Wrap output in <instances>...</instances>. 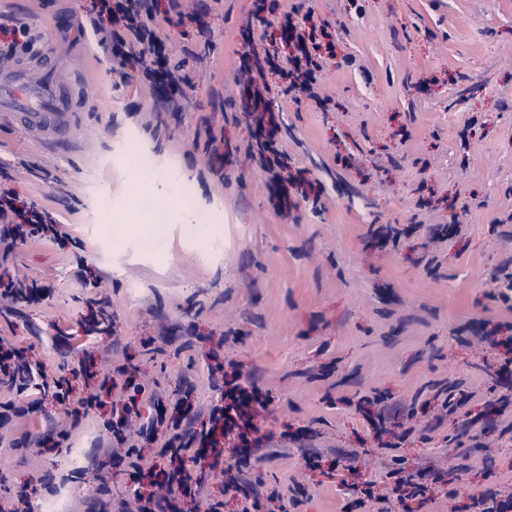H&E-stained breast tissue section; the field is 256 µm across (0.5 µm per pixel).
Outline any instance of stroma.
<instances>
[{
  "mask_svg": "<svg viewBox=\"0 0 512 512\" xmlns=\"http://www.w3.org/2000/svg\"><path fill=\"white\" fill-rule=\"evenodd\" d=\"M205 12L209 46L158 13L168 64L191 77L181 111L138 84L88 24L93 0H0V40L27 25L55 47L54 81L84 73L68 146L34 139L0 111L1 182L45 209L59 237L0 250V275L44 287L37 303L0 306V339L27 349L74 397L97 389L104 366L162 401L168 418L200 428L237 363L272 401L245 470L276 493L280 512H367L363 489L386 482L393 456L428 490L391 495L390 512H475L481 494L512 487V0H189ZM335 33L318 83L325 107L267 97L277 147L320 185L278 207L267 174L245 151L256 131L237 70L264 57V37L291 7ZM139 146L164 162L186 195L216 207L219 240L173 242L165 253L113 241L97 216L136 220L154 170H126ZM467 399L439 420L448 385ZM73 418L44 398L0 430V512L17 487L46 477L31 512H119L149 487L107 449L103 423L130 401ZM69 431L63 445L24 433ZM107 476L112 498L94 493Z\"/></svg>",
  "mask_w": 512,
  "mask_h": 512,
  "instance_id": "stroma-1",
  "label": "stroma"
}]
</instances>
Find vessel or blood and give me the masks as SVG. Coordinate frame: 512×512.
Masks as SVG:
<instances>
[{
    "mask_svg": "<svg viewBox=\"0 0 512 512\" xmlns=\"http://www.w3.org/2000/svg\"><path fill=\"white\" fill-rule=\"evenodd\" d=\"M84 91L81 83L60 89L48 74L39 82H30L24 66L0 60V108L18 113L34 133L49 131L59 141H66L74 121L66 103Z\"/></svg>",
    "mask_w": 512,
    "mask_h": 512,
    "instance_id": "b4317fda",
    "label": "vessel or blood"
}]
</instances>
